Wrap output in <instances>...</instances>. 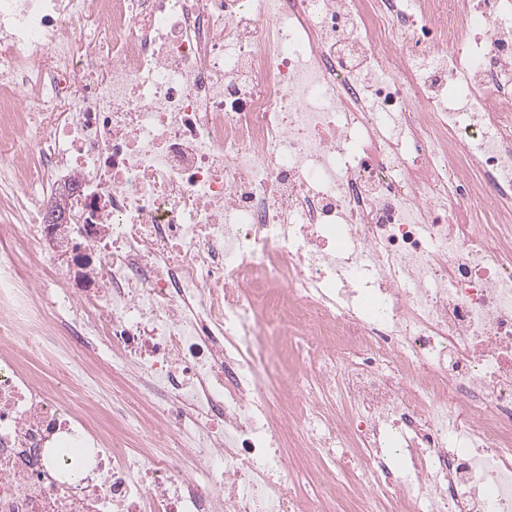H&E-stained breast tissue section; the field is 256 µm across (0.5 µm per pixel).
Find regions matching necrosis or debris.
<instances>
[{"mask_svg": "<svg viewBox=\"0 0 512 512\" xmlns=\"http://www.w3.org/2000/svg\"><path fill=\"white\" fill-rule=\"evenodd\" d=\"M0 80V512H512V0H0Z\"/></svg>", "mask_w": 512, "mask_h": 512, "instance_id": "necrosis-or-debris-1", "label": "necrosis or debris"}]
</instances>
